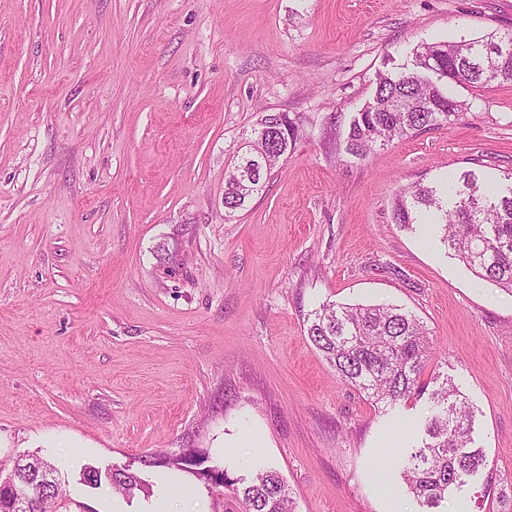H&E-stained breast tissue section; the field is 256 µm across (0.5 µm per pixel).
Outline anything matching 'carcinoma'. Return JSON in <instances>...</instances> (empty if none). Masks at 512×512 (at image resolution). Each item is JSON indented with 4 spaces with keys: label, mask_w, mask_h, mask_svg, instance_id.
Masks as SVG:
<instances>
[{
    "label": "carcinoma",
    "mask_w": 512,
    "mask_h": 512,
    "mask_svg": "<svg viewBox=\"0 0 512 512\" xmlns=\"http://www.w3.org/2000/svg\"><path fill=\"white\" fill-rule=\"evenodd\" d=\"M511 57L509 68L491 72L481 67L486 56ZM413 60H436L438 71L420 66L377 74L367 103L355 112L343 139L347 154L364 158L377 146L411 136L426 128L450 123L463 115V104L448 95L450 82L476 87L512 81V32L491 33L483 39L421 43ZM298 126L286 112L268 113L251 130L253 148L237 154L225 172L224 212L232 217L261 192L281 159L295 144ZM505 191L481 184L474 174L463 176V188L448 196V186L413 183L402 188L393 205L395 222L417 223L419 214L432 215L431 223L443 231L442 240L476 277L496 283L512 293V172L506 173ZM307 333L338 376L374 403L395 406L429 394L431 416L425 437L401 466L400 478L408 494L422 506L435 508L462 477L486 466L482 449L472 446L473 410L454 380L433 373L435 388L428 390L424 374L434 354V342L416 316L393 305H347L326 302L307 317ZM208 457L198 450L176 457L153 454L149 467L177 468L200 473L213 484L232 490L242 512H292V498L280 473L261 468L248 482L210 466L199 470ZM11 474L21 478L50 475L41 494L24 512H51L63 487L59 469L35 455H22ZM82 482L91 489L106 483L130 494L149 490L150 483L126 468L106 478L99 469L86 467Z\"/></svg>",
    "instance_id": "carcinoma-1"
}]
</instances>
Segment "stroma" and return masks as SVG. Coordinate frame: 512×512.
<instances>
[{
    "mask_svg": "<svg viewBox=\"0 0 512 512\" xmlns=\"http://www.w3.org/2000/svg\"><path fill=\"white\" fill-rule=\"evenodd\" d=\"M510 31L512 0H0V471L34 453L61 469L58 512H146L83 468L152 482L146 456L196 449L235 478L277 469L294 512H419L398 463L427 399L375 405L305 321L389 303L428 328L488 461L439 512H512V294L392 211L409 183L502 181L512 82L452 87L455 124L366 158L341 146L414 46ZM268 112L296 145L225 217L224 173ZM183 478L194 512H239Z\"/></svg>",
    "mask_w": 512,
    "mask_h": 512,
    "instance_id": "35a3bbf8",
    "label": "stroma"
}]
</instances>
